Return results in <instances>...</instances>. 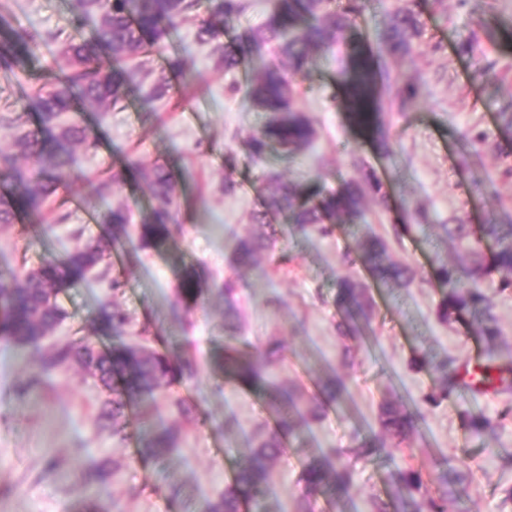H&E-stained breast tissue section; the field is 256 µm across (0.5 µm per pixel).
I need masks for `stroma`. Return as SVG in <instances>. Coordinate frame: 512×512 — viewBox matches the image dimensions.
<instances>
[{"instance_id": "35a3bbf8", "label": "stroma", "mask_w": 512, "mask_h": 512, "mask_svg": "<svg viewBox=\"0 0 512 512\" xmlns=\"http://www.w3.org/2000/svg\"><path fill=\"white\" fill-rule=\"evenodd\" d=\"M415 1L421 5L419 53L388 59L387 68L394 84H413L417 96L405 103L397 98L385 102L387 152L351 125L343 111L338 56L317 52L297 96L298 108L315 129L312 143L297 154L272 149L263 160L249 162L246 142L266 117L242 95L228 93L241 73L218 69L213 44L195 41L208 15L204 7L166 41L168 53L186 59L187 71L173 77L163 99L149 106L143 101L150 85L147 71L163 63L154 55L134 75L123 109L103 122L97 113H84L96 144L77 152L73 174L55 202L44 207L39 219L25 216L0 224V282L20 265L35 266L45 256L77 248L70 226H83L88 238L107 233L102 216L110 208H126L134 221H141L153 204L144 183L124 180L102 196L96 187L124 161L165 164L176 176L180 210L188 217L174 245L113 257L110 275L123 281L120 292H112L108 280L93 273L60 293L67 317L51 339L92 335L97 308L114 303L132 318L123 342L137 343L144 331L165 336L170 352L195 357L198 376L193 383L171 387L157 403H133L126 435L120 438L98 427L102 394L78 365L40 375L39 388L22 395L18 389L37 373L40 354L0 340V512H78L89 501L99 512H197L204 499L223 493L248 438L272 424L267 399L252 390L225 389L213 365L224 342L222 289L228 277L237 284L241 336L251 352L263 351L270 337L284 341L288 358L277 370L279 379L301 381L311 394L332 372L347 381L348 408L328 409L311 421L310 429L315 444L344 450L350 489L333 502L319 501L316 512H374L395 495L388 475L402 465L400 452L383 448L364 455L359 448L366 431L377 427L380 406L388 400L422 407L420 429L405 442L415 464L428 473L415 498L447 496L448 512H512V414L505 412L512 393L475 397L461 391L436 407L421 404L438 387L432 364L444 360L460 368L512 355V290H500L498 274L483 285L500 329L492 342L477 333L482 312L440 319L446 290L432 276L436 264L460 261L442 225L476 226L489 218L512 224V160L505 157L512 151V127L505 122L512 114V0H469L465 5L459 0H368L358 24L370 42H377L385 14ZM72 3L0 0V15L41 45L23 69L0 71L1 112L11 111L30 88L53 86L66 68L63 26ZM472 33L484 49L474 57L460 49ZM468 130L485 133L478 149L461 140ZM367 169L380 177L389 203L368 202L361 218L341 225L334 235L293 232L282 216L267 227L253 221L269 192L263 173L328 191L360 179ZM228 176L237 184L231 193L224 190ZM61 213L69 219L60 224L56 218ZM396 224L401 233L393 232ZM261 234L276 242L263 269L232 268L236 239ZM374 235L386 240L393 260L413 268L415 278L406 287L372 289L375 316L365 335L351 341L335 328L337 281L346 276L364 281L368 274L361 263L346 264L341 257ZM281 262L287 274L276 272ZM188 266L201 273L205 291L188 315L175 319L170 305ZM348 348L355 355L350 365L343 361ZM177 397L200 404L201 422L176 415L171 401ZM479 413L492 420L493 434L469 427V417ZM228 417L238 422L230 434L222 428ZM160 426L178 429L177 448L167 457L141 460L145 437ZM303 463L290 449L273 467L265 499L271 512H294ZM101 468L110 470V478L89 490L86 474ZM441 473L446 482L438 481Z\"/></svg>"}]
</instances>
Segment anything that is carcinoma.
<instances>
[{"mask_svg": "<svg viewBox=\"0 0 512 512\" xmlns=\"http://www.w3.org/2000/svg\"><path fill=\"white\" fill-rule=\"evenodd\" d=\"M211 19L198 26L195 38L207 43L218 40L237 26L244 11L242 0H210ZM199 0H76L75 10L66 19L70 29L67 56L70 71L56 88L39 92L20 102L22 109L35 108L42 127L51 132L45 137L27 130L20 117L0 115V125L13 131V152H0V176L11 183L0 193V224H12L22 214L38 216L45 201L56 194L69 177L77 150L95 145L91 131L78 119L60 121L65 112H97L100 118L123 107L126 90L133 73L128 63L142 56L161 54L168 36L177 31L183 19L196 11ZM365 9V0H274L270 16L255 27H246L229 42L219 45L217 67L229 72L243 71L246 80L234 84L231 91L241 92L251 107L268 114L263 128L249 142V156L260 160L271 144L292 153L308 146L314 138L310 121L295 105L297 79L305 76L310 55L315 50H333L343 46L346 58L345 107L352 123L366 128L380 147H386L387 129L375 109L382 106L378 76L382 70L378 59L383 56L413 57L417 52L414 39L421 30L419 12L407 8L389 12L377 48H372L366 34L355 24ZM96 18L90 36L83 30L85 20ZM277 48L282 63L268 64L265 52ZM38 48L34 38L17 31L0 43V70L13 72ZM106 56L108 62L101 61ZM186 68L183 56L167 57L166 65L150 72L152 83L144 95L151 102L165 97L172 74ZM143 179L155 205L136 228V239L145 249L168 246L180 227L176 184L171 171L156 164L149 169L131 161L125 171L112 174L100 183L105 189L120 181L124 173ZM386 197L377 173L369 170L363 183H344L336 192L323 193L317 188L294 182H281L277 193L263 200L262 210L254 222L265 225L275 213L289 215L294 230L300 233L315 229L331 236L338 225L360 216L366 196ZM103 223L112 232L87 240L84 245L61 258L46 257L36 267L22 266L0 284V337L17 346L38 347L66 317L58 302L59 294L82 280L100 265H110L112 251L130 239L131 217L123 208L103 215ZM444 234L458 249L471 258L467 266L438 265L434 278L448 294L442 300L439 316L446 321L453 314L484 310L488 297L480 283L491 272L500 275V286L512 288V225L482 224L473 229L468 224H443ZM270 249V238L239 239L234 245L233 263L238 268L257 267ZM364 268L376 283L406 286L414 278L412 268L386 257L387 243L374 236L358 243ZM204 292V283L193 267L184 269L172 313L180 316L194 308ZM334 305L341 313L337 330L342 336H356L361 326L369 324L375 310L373 298L359 280H339ZM97 321L104 335L120 336L130 323L129 315L111 303L98 308ZM287 360L283 345L274 341L257 360L238 336V327L224 324V350L215 360L230 390L260 389L274 404V425L254 433L249 450L235 471L224 494L207 499L197 512H243L251 505L257 512H269L263 506L270 472L292 440L311 449L299 483L296 512H316L319 498L328 493H342L350 485V472L344 452L336 448H313L307 439L309 420L330 407L342 404L347 397L344 380L337 374L318 386L310 397L299 384L286 385L275 374L276 367ZM77 363L88 371L106 392L99 423L112 429V435L125 436V411L138 398L153 401L159 392L174 385L193 381L196 367L190 357L176 359L167 352L165 339L153 336L142 345L112 344L96 346L89 337H81L47 347L38 363L39 373ZM440 387L424 397L437 406L453 398L460 390L484 392L512 388V367L485 363L464 372L442 369ZM177 414L195 420L199 405L191 399L174 400ZM422 417L420 408L387 401L380 406L379 430L365 436L360 447L398 448L417 432ZM392 439L391 444L384 437ZM177 448V436L170 429L154 431L140 451L143 458H161ZM394 484L408 494H398L400 512H447V497L418 502L409 491L422 483L421 471L408 465L391 474Z\"/></svg>", "mask_w": 512, "mask_h": 512, "instance_id": "1", "label": "carcinoma"}]
</instances>
